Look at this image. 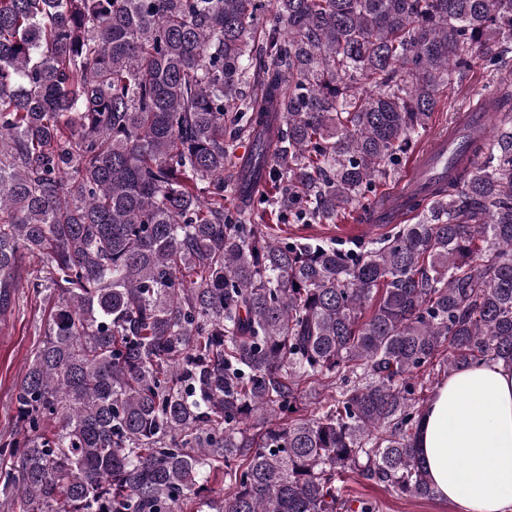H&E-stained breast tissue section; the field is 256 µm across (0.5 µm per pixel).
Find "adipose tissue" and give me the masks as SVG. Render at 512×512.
Segmentation results:
<instances>
[{"label": "adipose tissue", "mask_w": 512, "mask_h": 512, "mask_svg": "<svg viewBox=\"0 0 512 512\" xmlns=\"http://www.w3.org/2000/svg\"><path fill=\"white\" fill-rule=\"evenodd\" d=\"M417 446L435 490L461 512H512V367L487 362L449 375Z\"/></svg>", "instance_id": "1"}]
</instances>
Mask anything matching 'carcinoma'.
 <instances>
[{"mask_svg":"<svg viewBox=\"0 0 512 512\" xmlns=\"http://www.w3.org/2000/svg\"><path fill=\"white\" fill-rule=\"evenodd\" d=\"M479 54L512 60V0H0V314L26 254L51 303L19 512H376L350 472L436 496L424 391L512 366V82L378 246L281 225L344 220Z\"/></svg>","mask_w":512,"mask_h":512,"instance_id":"obj_1","label":"carcinoma"}]
</instances>
